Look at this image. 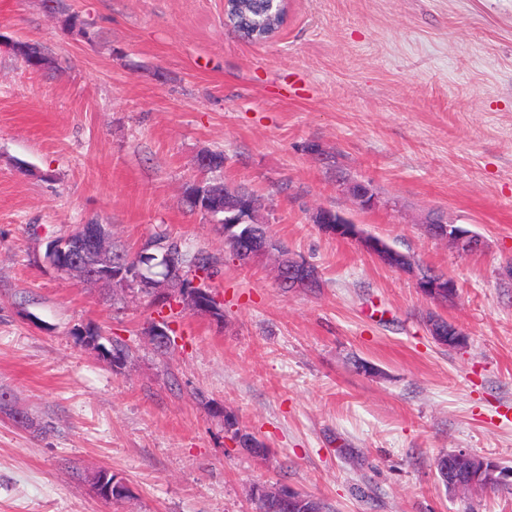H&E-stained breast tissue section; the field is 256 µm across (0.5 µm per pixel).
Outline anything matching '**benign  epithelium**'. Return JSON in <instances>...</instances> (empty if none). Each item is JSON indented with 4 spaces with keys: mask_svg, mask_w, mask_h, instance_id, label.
Segmentation results:
<instances>
[{
    "mask_svg": "<svg viewBox=\"0 0 512 512\" xmlns=\"http://www.w3.org/2000/svg\"><path fill=\"white\" fill-rule=\"evenodd\" d=\"M347 193L360 205L369 207L374 204V194L369 185L354 181L347 185ZM205 204L210 206L207 216L217 221L230 213L243 211L252 214L259 210L261 204L253 196L243 198L229 194L219 186H211L205 193ZM315 223L321 230L331 236L351 239L360 243L368 254L376 257L382 264L414 275L420 292L437 301L452 300L457 288L454 281L445 276L431 274L428 270H418L410 256L389 246L381 239L365 234L359 225L353 224L343 216L328 209H322L315 216ZM426 231L436 239H444L456 245L468 254L482 248L481 238L453 223H446L434 218L425 225ZM246 261L277 254V272L282 280L295 283L296 286H312L318 281L317 270L303 260L290 256L288 249L273 247L267 236L253 232L234 239ZM159 244L145 239L138 247L135 262H124L112 253V235L105 232L98 224H79L69 232L64 241L53 239L48 243L47 259L57 271L76 277L87 283H107L116 291L123 293L145 294L158 305L186 306L195 312L213 315L210 303L212 295L199 282V274L188 270L177 258L169 253L158 259L156 250ZM91 328L84 327L76 331L79 342L93 350L101 358L122 366L127 363L129 354L109 352L100 344L86 341ZM431 336L439 344L455 348L466 340L465 334L454 325L433 317L429 320ZM147 337L154 348L168 350L174 342L169 321L161 318L153 321L148 328ZM105 471L99 470L94 476L96 490L103 496L124 498L127 487L121 483H112V489L104 487ZM442 482L450 490L475 489L479 486L500 485L503 472L498 464L485 457L466 453H452L448 456V477ZM263 493L278 501L294 502L302 497L298 491L280 486L269 489L257 487L252 495Z\"/></svg>",
    "mask_w": 512,
    "mask_h": 512,
    "instance_id": "obj_1",
    "label": "benign epithelium"
}]
</instances>
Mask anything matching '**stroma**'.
I'll return each mask as SVG.
<instances>
[{
  "label": "stroma",
  "mask_w": 512,
  "mask_h": 512,
  "mask_svg": "<svg viewBox=\"0 0 512 512\" xmlns=\"http://www.w3.org/2000/svg\"><path fill=\"white\" fill-rule=\"evenodd\" d=\"M0 39L50 59L0 48V512H253V488L276 484L329 512H512V478L453 492L436 469L464 452L512 471V0H290L267 43L239 39L224 0H0ZM206 152L318 287L281 288L274 258L234 259L189 209ZM320 208L456 297L325 234ZM434 214L483 248L429 237ZM78 224L211 255L223 321L180 310L157 352L147 298L50 266L48 241ZM432 316L465 344H438ZM86 325L130 345L124 368L81 345ZM217 405L264 454L230 441ZM102 468L127 498L97 495ZM315 223L327 235L359 242L364 251L375 256L382 264L412 273L416 279L417 288L426 297L437 301H450L455 297L457 288L452 279L432 275L428 269L417 268L416 270L410 256L394 249L378 237L365 234L358 224L351 223L339 213L321 209L315 216Z\"/></svg>",
  "instance_id": "stroma-1"
}]
</instances>
